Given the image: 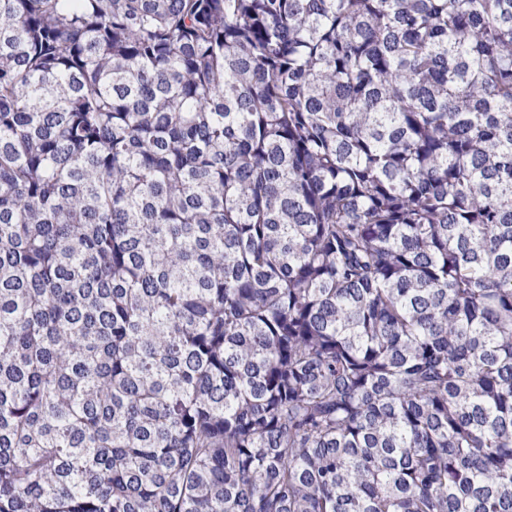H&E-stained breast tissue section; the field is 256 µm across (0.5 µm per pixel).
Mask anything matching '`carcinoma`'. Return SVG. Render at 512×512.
<instances>
[{
    "label": "carcinoma",
    "instance_id": "obj_1",
    "mask_svg": "<svg viewBox=\"0 0 512 512\" xmlns=\"http://www.w3.org/2000/svg\"><path fill=\"white\" fill-rule=\"evenodd\" d=\"M0 512H512V0H0Z\"/></svg>",
    "mask_w": 512,
    "mask_h": 512
}]
</instances>
